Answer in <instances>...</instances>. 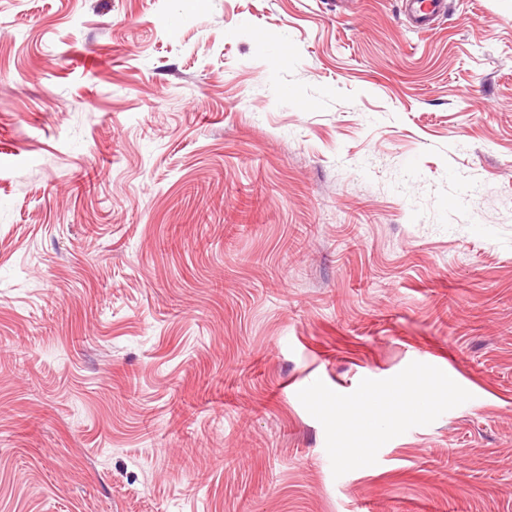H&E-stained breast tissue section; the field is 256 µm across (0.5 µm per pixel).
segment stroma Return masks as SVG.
Listing matches in <instances>:
<instances>
[{
    "label": "stroma",
    "mask_w": 512,
    "mask_h": 512,
    "mask_svg": "<svg viewBox=\"0 0 512 512\" xmlns=\"http://www.w3.org/2000/svg\"><path fill=\"white\" fill-rule=\"evenodd\" d=\"M447 2L0 0V512H512V0ZM446 0H404V11L413 17L420 27H428L446 13Z\"/></svg>",
    "instance_id": "stroma-1"
}]
</instances>
